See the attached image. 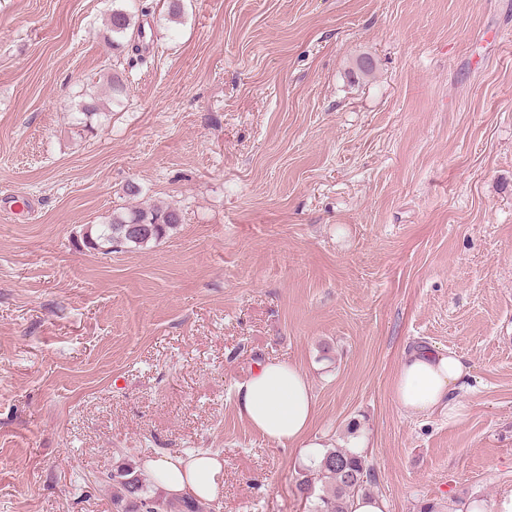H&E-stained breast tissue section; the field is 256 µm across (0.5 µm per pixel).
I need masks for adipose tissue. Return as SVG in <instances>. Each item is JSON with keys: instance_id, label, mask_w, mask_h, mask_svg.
Instances as JSON below:
<instances>
[{"instance_id": "obj_1", "label": "adipose tissue", "mask_w": 512, "mask_h": 512, "mask_svg": "<svg viewBox=\"0 0 512 512\" xmlns=\"http://www.w3.org/2000/svg\"><path fill=\"white\" fill-rule=\"evenodd\" d=\"M470 376L466 361L433 348L403 352L394 381L400 409L418 416L437 411L456 414L459 393ZM236 407L243 418L281 446L305 442L316 410L315 396L304 371L278 360L256 364L247 381L236 388ZM143 468L168 497L212 501L224 480L220 453L198 451L147 459Z\"/></svg>"}]
</instances>
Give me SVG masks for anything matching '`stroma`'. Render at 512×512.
Wrapping results in <instances>:
<instances>
[{
	"mask_svg": "<svg viewBox=\"0 0 512 512\" xmlns=\"http://www.w3.org/2000/svg\"><path fill=\"white\" fill-rule=\"evenodd\" d=\"M135 3L144 48L116 53L112 0H0V512H113V469L193 450L224 458L216 512H306L305 449L236 408L268 359L303 369L310 441L366 454L387 512H494L512 494V0ZM135 204L180 222L84 246ZM414 346L470 365L459 417L400 410Z\"/></svg>",
	"mask_w": 512,
	"mask_h": 512,
	"instance_id": "1",
	"label": "stroma"
}]
</instances>
